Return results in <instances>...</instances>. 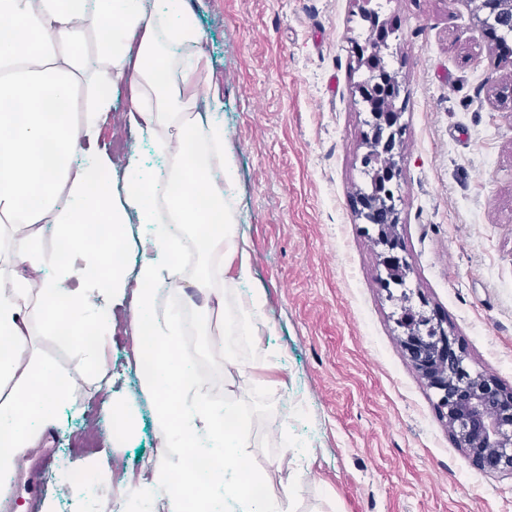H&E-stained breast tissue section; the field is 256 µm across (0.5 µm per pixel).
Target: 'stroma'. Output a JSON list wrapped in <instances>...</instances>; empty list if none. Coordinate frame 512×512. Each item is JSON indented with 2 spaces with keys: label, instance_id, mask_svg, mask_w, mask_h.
Returning <instances> with one entry per match:
<instances>
[{
  "label": "stroma",
  "instance_id": "35a3bbf8",
  "mask_svg": "<svg viewBox=\"0 0 512 512\" xmlns=\"http://www.w3.org/2000/svg\"><path fill=\"white\" fill-rule=\"evenodd\" d=\"M206 33L204 77L224 104L266 325L236 349L254 376L241 398L249 467L293 512H512V475L470 466L438 395L400 343L399 297L441 316L473 367L512 387V61L475 21L480 0H372L393 33L381 55L400 85L404 127L394 190L405 288L384 286L377 228L353 207L370 73L356 55L368 24L358 0H188ZM129 302L104 312L94 345L69 341L34 306L24 369L67 379L61 421L44 431L1 504L8 512H98L121 461L144 479L161 461L158 397L134 362ZM127 424L97 448L74 438L87 415ZM283 429L285 441L271 439ZM295 448L289 468L278 459ZM56 471V491L41 469ZM94 494L82 497L80 484Z\"/></svg>",
  "mask_w": 512,
  "mask_h": 512
}]
</instances>
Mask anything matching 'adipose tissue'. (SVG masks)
<instances>
[{
	"instance_id": "obj_1",
	"label": "adipose tissue",
	"mask_w": 512,
	"mask_h": 512,
	"mask_svg": "<svg viewBox=\"0 0 512 512\" xmlns=\"http://www.w3.org/2000/svg\"><path fill=\"white\" fill-rule=\"evenodd\" d=\"M0 0V222L47 224L67 245L47 255L36 240H12V262L0 271V377L13 373L27 352L33 301L63 311L74 340L102 335L90 311L105 310L112 296L135 279L130 326L141 349L173 345L180 330L156 311L157 290L182 277L175 257L186 225L203 227L221 252L198 287L223 304L230 285L249 283L247 243L236 231L238 182L219 96L200 107L206 68L205 33L185 0ZM95 38V56L85 45ZM130 85L132 126L151 138L158 170L129 156L123 179L110 177L112 160L98 149L101 127L113 107V89ZM87 90L81 121L65 117L78 90ZM151 235L136 274L116 246L130 223ZM183 363L160 358L145 377L161 397L159 419L178 441L152 468L149 486L167 493V512H187L198 485L210 512H289V498L258 497L246 461L250 438L219 429L241 419L232 388L242 366L224 356L223 404L186 374ZM42 371L24 380L12 404L0 407V499L7 498L22 458L40 434L58 422L65 381L44 388ZM202 459L205 471L190 462Z\"/></svg>"
}]
</instances>
